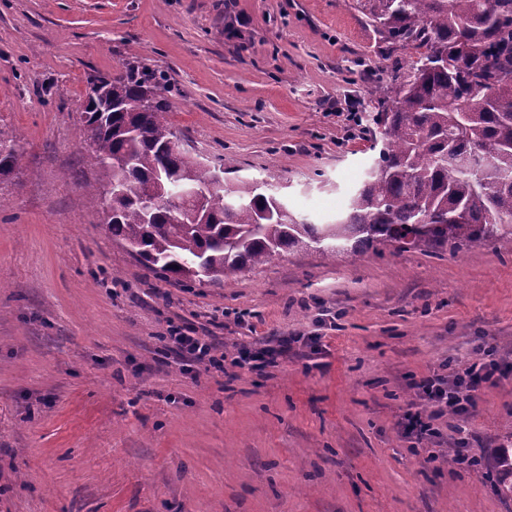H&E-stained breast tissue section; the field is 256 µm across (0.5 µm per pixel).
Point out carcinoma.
I'll return each mask as SVG.
<instances>
[{
	"label": "carcinoma",
	"instance_id": "1",
	"mask_svg": "<svg viewBox=\"0 0 512 512\" xmlns=\"http://www.w3.org/2000/svg\"><path fill=\"white\" fill-rule=\"evenodd\" d=\"M383 42L414 51L383 88L371 121L374 167L330 224L295 218L267 181L240 179L207 192L203 215L174 224L165 199L208 188L211 168L179 146L167 80L148 60L97 79L116 108L80 119L115 217L112 239L151 270L182 283H227L306 246L327 257L398 245L512 243V0H357ZM477 102L464 119L460 104ZM114 185L129 195L107 198ZM494 486L512 498V454L499 451Z\"/></svg>",
	"mask_w": 512,
	"mask_h": 512
}]
</instances>
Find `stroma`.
Instances as JSON below:
<instances>
[{"mask_svg":"<svg viewBox=\"0 0 512 512\" xmlns=\"http://www.w3.org/2000/svg\"><path fill=\"white\" fill-rule=\"evenodd\" d=\"M150 60L191 154L335 220L376 153L346 113L377 112L410 53L357 0H0V512H512L485 474L419 453L414 383L493 356L499 385L463 427L512 448V244L299 248L229 286L185 287L106 234L82 147L88 81ZM212 337L223 368L169 339ZM306 346L259 367L244 348Z\"/></svg>","mask_w":512,"mask_h":512,"instance_id":"stroma-1","label":"stroma"}]
</instances>
